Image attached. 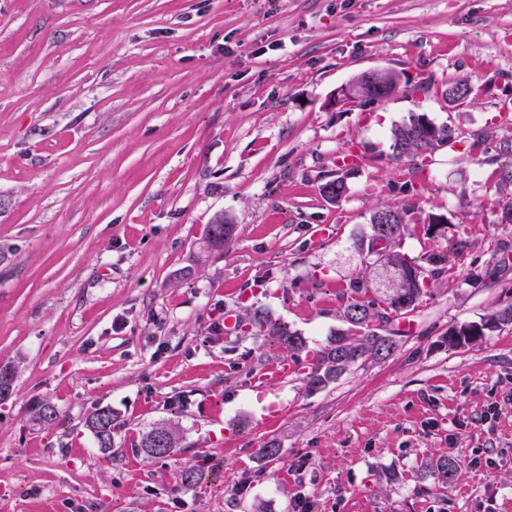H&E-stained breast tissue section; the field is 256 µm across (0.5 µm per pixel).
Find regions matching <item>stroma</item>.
<instances>
[{
    "label": "stroma",
    "mask_w": 512,
    "mask_h": 512,
    "mask_svg": "<svg viewBox=\"0 0 512 512\" xmlns=\"http://www.w3.org/2000/svg\"><path fill=\"white\" fill-rule=\"evenodd\" d=\"M373 69L425 89L329 106ZM452 79L472 89L453 104ZM413 113L452 134L415 163L390 149ZM511 161L512 0H0V512H512V326L448 344L512 304ZM378 205L411 208L409 258L431 215L467 242L390 358L310 393L305 352L216 328L231 310L324 345L344 305L383 297L351 286ZM281 360L296 372L265 380ZM162 421L183 438L156 460L138 443ZM442 455L447 484L424 467ZM85 425L95 438L98 448H112V434L117 428V416L110 407H97L85 419Z\"/></svg>",
    "instance_id": "1"
}]
</instances>
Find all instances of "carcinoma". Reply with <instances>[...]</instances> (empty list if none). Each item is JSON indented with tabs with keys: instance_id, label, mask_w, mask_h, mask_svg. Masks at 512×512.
I'll return each instance as SVG.
<instances>
[{
	"instance_id": "obj_1",
	"label": "carcinoma",
	"mask_w": 512,
	"mask_h": 512,
	"mask_svg": "<svg viewBox=\"0 0 512 512\" xmlns=\"http://www.w3.org/2000/svg\"><path fill=\"white\" fill-rule=\"evenodd\" d=\"M429 120L424 114L412 113L408 119L391 130L393 157H407L413 161L425 152H433L440 142L429 139ZM331 188L328 202L337 204L348 192L344 176H338L320 186V191ZM389 215L394 218L396 237L388 244L387 253L375 255L374 241L377 239V218ZM409 209L406 207H377L369 218L371 234L361 240L366 263L372 268V279L358 277L351 283L353 288H382L385 290V310L377 309L374 301L354 300L342 311V321L349 325L329 337L327 343L316 351L310 371L306 376V387L318 391L338 380L359 362L381 361L388 358L398 347L396 331L391 328L392 316L405 315L414 310L426 287V278L448 267L451 251L442 243V236H429L430 244L424 254L427 265L412 262L398 251L399 241L409 224ZM233 225L219 217L207 227L208 243L216 248L224 246L232 237ZM498 328L512 324V304L493 311L485 320ZM278 341L288 350L300 352L305 349L304 339L296 333L276 329ZM85 425L95 438L97 447L112 448V434L117 428V416L109 407H97L85 419ZM181 440L180 430L168 422H158L142 434L139 448L148 456L163 459L170 456ZM428 469L442 480L451 481L457 472V461L441 456L428 464Z\"/></svg>"
}]
</instances>
